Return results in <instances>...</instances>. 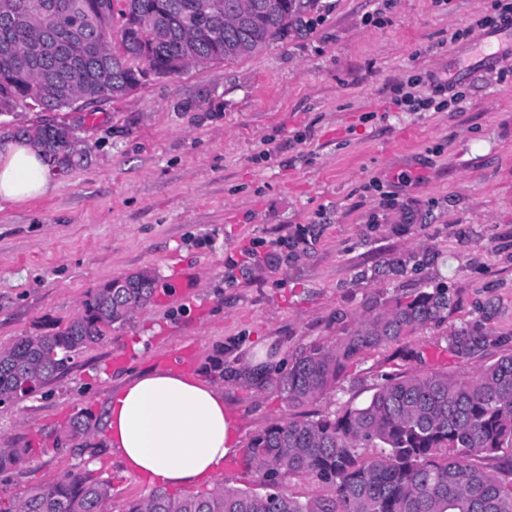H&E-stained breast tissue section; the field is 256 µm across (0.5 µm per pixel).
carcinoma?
I'll use <instances>...</instances> for the list:
<instances>
[{"label":"carcinoma","mask_w":512,"mask_h":512,"mask_svg":"<svg viewBox=\"0 0 512 512\" xmlns=\"http://www.w3.org/2000/svg\"><path fill=\"white\" fill-rule=\"evenodd\" d=\"M41 0H0V114L29 110L39 101L64 112L72 97L96 104L121 97L118 88L135 73L168 72L170 62L190 64L236 60L276 39L273 30L303 25L317 0H278L272 18L256 14L241 25H227L244 0H56L63 20L82 29V38L50 58L31 63L30 49L42 29L58 26L37 9ZM153 14L132 37L125 30L128 12ZM28 22L13 26L12 13ZM224 30V39L194 41L186 53L188 24ZM43 152L50 169L63 171L87 156L67 126L50 130L36 124L18 131ZM416 256L389 258L374 274L398 278ZM129 288L108 296L97 289L79 316L43 336H27L0 349V404L16 401L21 381L38 372L41 384L57 377L82 350L100 343L105 330L123 323L153 300L155 275L142 270L126 276ZM457 300L441 286L420 287L389 300L372 301L359 322L343 327L326 342H311L288 354V367L265 385L295 416L255 434L243 450V465L258 477L265 492L217 487L208 493L178 495L164 487L133 502L128 512H512V350L489 356L505 339L490 322L499 307H478L474 321L450 327L445 351L452 361L488 357L467 376L440 370L406 369L387 373L362 403L332 414L303 412L336 389L368 350L399 344L407 336L441 326ZM30 448H0V473L33 461ZM496 462L495 470L478 462ZM313 477L330 486L331 499L290 496L283 484ZM112 485L80 473H68L23 497L0 493V512H105Z\"/></svg>","instance_id":"obj_1"}]
</instances>
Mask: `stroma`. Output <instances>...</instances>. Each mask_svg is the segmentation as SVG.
<instances>
[{
	"label": "stroma",
	"instance_id": "obj_1",
	"mask_svg": "<svg viewBox=\"0 0 512 512\" xmlns=\"http://www.w3.org/2000/svg\"><path fill=\"white\" fill-rule=\"evenodd\" d=\"M492 0H318L310 26L234 61L150 77L97 112L0 114V135L36 122L72 126L87 158L52 173L54 191L0 201V348L73 320L91 293L143 269L152 303L72 359L41 391L0 405V448H37L0 475L14 496L70 471L110 480L107 512L151 491L94 433L62 440L85 412L102 423L126 380L194 350V372L224 389L241 442L288 417L271 390L234 378L267 350L287 357L353 325L369 300L421 282L447 284L453 321L494 299L512 337V60L449 81L448 59L475 47ZM452 82L437 93L435 82ZM440 95L439 111L399 110L393 86ZM308 256L248 272L241 250ZM427 254L396 279L372 276L393 255ZM181 271L190 289L175 295ZM127 353L114 367V354ZM393 349L366 354L311 409L334 413L395 370Z\"/></svg>",
	"mask_w": 512,
	"mask_h": 512
}]
</instances>
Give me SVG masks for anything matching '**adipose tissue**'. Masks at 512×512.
I'll use <instances>...</instances> for the list:
<instances>
[{
	"label": "adipose tissue",
	"mask_w": 512,
	"mask_h": 512,
	"mask_svg": "<svg viewBox=\"0 0 512 512\" xmlns=\"http://www.w3.org/2000/svg\"><path fill=\"white\" fill-rule=\"evenodd\" d=\"M52 188L33 147L18 138L0 140V199L23 202ZM104 429L127 471L179 489L208 482L240 444L223 389L171 369L145 372L112 395Z\"/></svg>",
	"instance_id": "adipose-tissue-1"
}]
</instances>
